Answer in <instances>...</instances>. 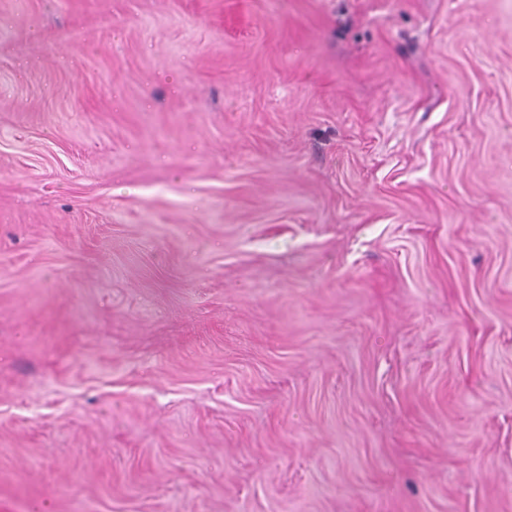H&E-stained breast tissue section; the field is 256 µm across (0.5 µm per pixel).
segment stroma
<instances>
[{
  "label": "stroma",
  "mask_w": 512,
  "mask_h": 512,
  "mask_svg": "<svg viewBox=\"0 0 512 512\" xmlns=\"http://www.w3.org/2000/svg\"><path fill=\"white\" fill-rule=\"evenodd\" d=\"M512 512V0H0V512Z\"/></svg>",
  "instance_id": "stroma-1"
}]
</instances>
